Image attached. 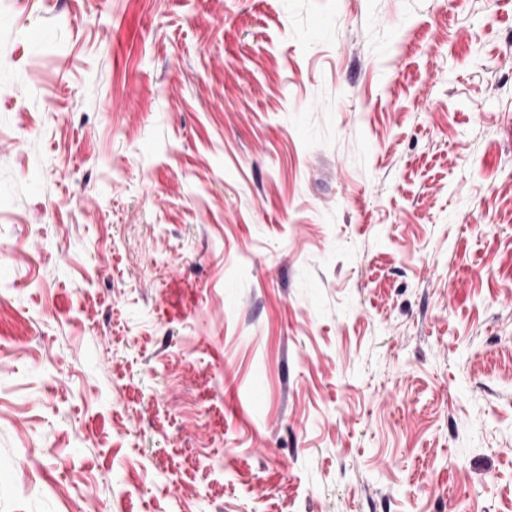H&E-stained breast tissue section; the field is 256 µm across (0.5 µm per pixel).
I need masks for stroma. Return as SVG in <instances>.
<instances>
[{
	"label": "stroma",
	"instance_id": "1",
	"mask_svg": "<svg viewBox=\"0 0 512 512\" xmlns=\"http://www.w3.org/2000/svg\"><path fill=\"white\" fill-rule=\"evenodd\" d=\"M0 512H512V0H0Z\"/></svg>",
	"mask_w": 512,
	"mask_h": 512
}]
</instances>
